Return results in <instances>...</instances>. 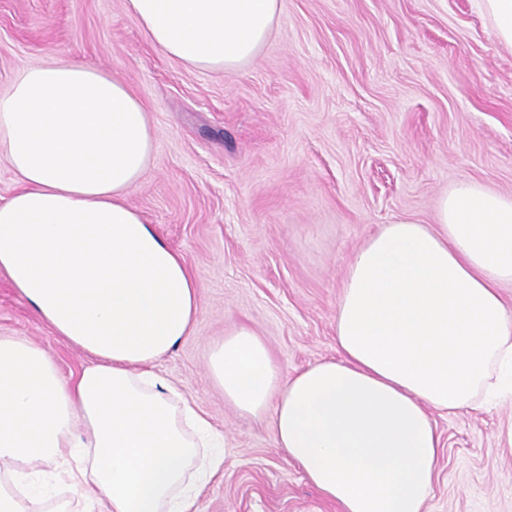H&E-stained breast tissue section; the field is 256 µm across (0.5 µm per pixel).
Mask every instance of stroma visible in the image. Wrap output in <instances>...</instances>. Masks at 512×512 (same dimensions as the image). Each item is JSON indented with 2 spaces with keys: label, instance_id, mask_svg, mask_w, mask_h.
<instances>
[{
  "label": "stroma",
  "instance_id": "obj_1",
  "mask_svg": "<svg viewBox=\"0 0 512 512\" xmlns=\"http://www.w3.org/2000/svg\"><path fill=\"white\" fill-rule=\"evenodd\" d=\"M55 59L121 77L155 128L127 201L198 284L191 335L155 366L224 435L198 512H338L276 447L270 416L225 401L209 355L244 324L285 373L335 356L342 278L380 225L435 223L462 180L512 195V48L474 0H281L261 51L224 74L163 55L125 0H0V95ZM0 333L68 379L91 360L3 274ZM431 417L427 512H512V401Z\"/></svg>",
  "mask_w": 512,
  "mask_h": 512
}]
</instances>
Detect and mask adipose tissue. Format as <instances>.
<instances>
[{"mask_svg": "<svg viewBox=\"0 0 512 512\" xmlns=\"http://www.w3.org/2000/svg\"><path fill=\"white\" fill-rule=\"evenodd\" d=\"M152 43L231 72L266 43L280 0H126ZM150 114L119 77L31 67L0 96V273L37 317L92 355L65 380L27 337L0 334V512H197L224 438L155 372L189 336L195 278L125 197L149 167ZM512 195L464 182L435 225H382L336 307L338 355L285 376L237 325L210 357L224 398L270 415L295 467L339 512H425L440 437L432 412L512 398Z\"/></svg>", "mask_w": 512, "mask_h": 512, "instance_id": "obj_1", "label": "adipose tissue"}]
</instances>
